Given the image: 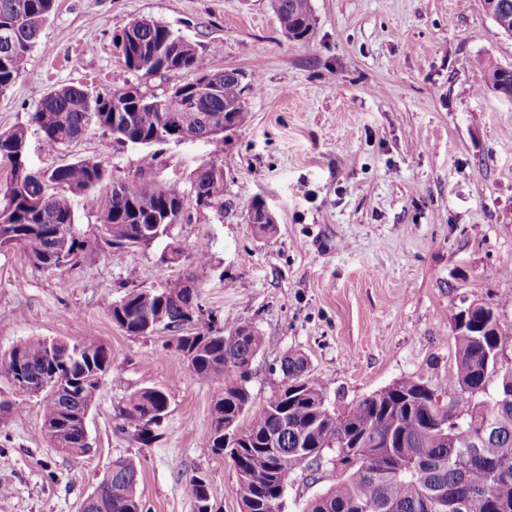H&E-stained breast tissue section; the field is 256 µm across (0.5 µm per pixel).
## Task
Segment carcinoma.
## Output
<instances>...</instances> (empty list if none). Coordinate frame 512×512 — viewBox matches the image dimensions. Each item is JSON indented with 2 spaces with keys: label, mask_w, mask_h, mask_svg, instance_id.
<instances>
[{
  "label": "carcinoma",
  "mask_w": 512,
  "mask_h": 512,
  "mask_svg": "<svg viewBox=\"0 0 512 512\" xmlns=\"http://www.w3.org/2000/svg\"><path fill=\"white\" fill-rule=\"evenodd\" d=\"M55 4L0 0V93L25 72ZM485 5L494 23L508 19L504 32H511L512 0H485ZM273 8L292 41L307 39L316 25L311 0H273ZM113 43L132 71L186 73L192 79L160 97L145 95L137 85L96 94L58 86L31 115L46 145L63 147L91 127L119 142H188L223 133L226 122L236 129L250 122L246 103L258 89L255 76L243 82L239 71L213 67L193 42L154 20L131 21ZM491 85L512 94V70L494 69ZM22 150H27L24 128L0 133V160L11 165L9 187L0 197V249L23 250L37 270L77 263L84 250L75 232L79 199L97 208L101 239L117 255L170 236L192 204L224 207V169L214 163L196 172L187 192L176 183H116L93 159L66 162L37 177L15 161ZM31 199L35 205L26 206ZM108 309L130 336L148 327L180 333L194 322L190 315H203L193 271L160 288H132ZM449 322L457 352L448 388L464 403L442 406L426 383L401 379L336 412L326 404L323 384L309 376L307 359L291 353L280 365L288 383L255 407L246 383L265 338L253 326L226 332L210 325L179 338V347L190 355L192 377L218 387L203 442L233 463L241 512H273L281 478L320 462L327 449L342 463V478L306 512H459L463 501L470 502V512H512V361L498 359L512 336L502 334L494 308L484 304L468 315L463 308L451 310ZM111 361L99 344L31 336L0 354V376L13 373L37 387L47 384L38 393L41 433L54 447L80 455L88 451L83 418ZM168 407L166 389L140 388L119 409L120 431L148 445L157 437L155 414ZM245 415L249 422L241 428ZM226 426L240 428L239 436L227 440ZM138 477L135 460L114 461L101 495L80 512H143ZM189 486L195 512H214L218 489L203 475L192 476Z\"/></svg>",
  "instance_id": "obj_1"
}]
</instances>
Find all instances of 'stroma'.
<instances>
[{"label": "stroma", "mask_w": 512, "mask_h": 512, "mask_svg": "<svg viewBox=\"0 0 512 512\" xmlns=\"http://www.w3.org/2000/svg\"><path fill=\"white\" fill-rule=\"evenodd\" d=\"M308 42L284 36L271 0H57L25 73L0 94V133H27L28 163L46 171L103 161L113 180L190 189L201 166L224 169V207H189L170 241L128 248L101 240L93 206L77 205L85 244L78 264L30 268L0 250V353L31 336L91 341L112 355L88 418L92 448L73 457L40 433L37 398L0 377V512H78L117 458L139 460L144 512H194L189 480L206 475L223 492L219 512H240L231 463L203 442L217 388L192 377L167 331L131 336L113 325L109 302L131 288H158L195 269L200 300L220 326L253 325L266 343L247 387L254 404L283 384L282 358L298 352L330 407L346 410L412 378L448 402L456 342L448 315L471 302L495 306L512 336V99L489 85L512 68V37L484 0H311ZM167 25L214 67L258 74L249 125L206 140L125 145L89 129L48 148L30 121L54 88L91 92L140 85L163 94L183 77H142L112 44L135 19ZM96 38L90 51L84 36ZM153 164H145L146 155ZM273 210L271 233L247 220L255 197ZM182 250L164 262L168 242ZM143 387H163L169 412L144 445L118 433L119 408ZM333 452L288 483L285 512L340 478Z\"/></svg>", "instance_id": "stroma-1"}]
</instances>
